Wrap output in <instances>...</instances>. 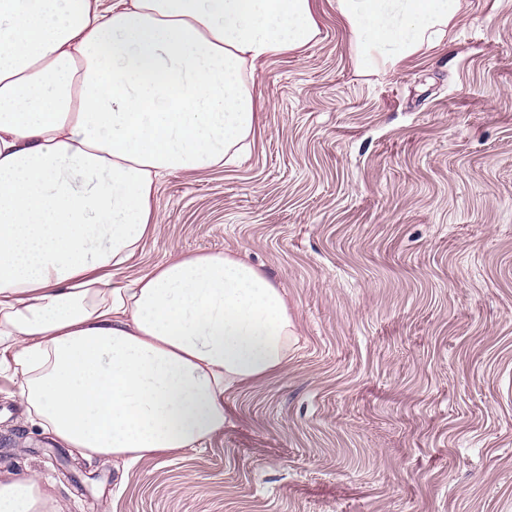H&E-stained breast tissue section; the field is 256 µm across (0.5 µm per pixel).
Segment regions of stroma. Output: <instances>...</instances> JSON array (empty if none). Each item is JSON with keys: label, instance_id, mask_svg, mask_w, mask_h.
Listing matches in <instances>:
<instances>
[{"label": "stroma", "instance_id": "1", "mask_svg": "<svg viewBox=\"0 0 512 512\" xmlns=\"http://www.w3.org/2000/svg\"><path fill=\"white\" fill-rule=\"evenodd\" d=\"M260 65L256 143L175 174L132 271L230 252L281 288L286 368L224 394L206 447L72 461L0 377V474L63 512H512V0H461L446 43L359 75L334 0Z\"/></svg>", "mask_w": 512, "mask_h": 512}]
</instances>
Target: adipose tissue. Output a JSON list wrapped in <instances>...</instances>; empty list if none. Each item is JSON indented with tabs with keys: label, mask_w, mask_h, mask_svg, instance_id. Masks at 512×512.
<instances>
[{
	"label": "adipose tissue",
	"mask_w": 512,
	"mask_h": 512,
	"mask_svg": "<svg viewBox=\"0 0 512 512\" xmlns=\"http://www.w3.org/2000/svg\"><path fill=\"white\" fill-rule=\"evenodd\" d=\"M335 4L366 76L439 46L460 9ZM319 35L312 0H0V367L57 445L126 466L205 447L225 391L287 364L285 294L243 259L116 278L157 229L161 181L235 165L259 66ZM0 512L60 505L29 471L0 479Z\"/></svg>",
	"instance_id": "obj_1"
}]
</instances>
